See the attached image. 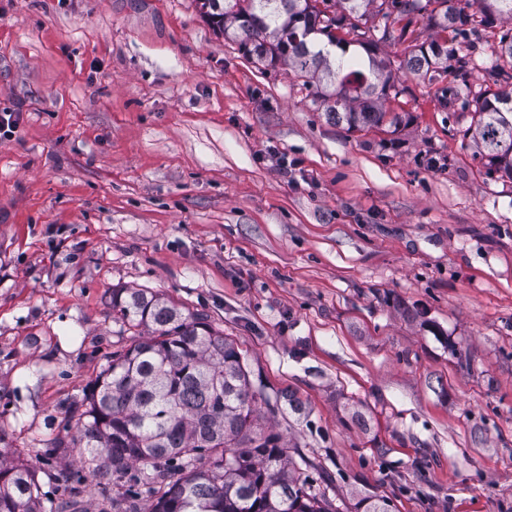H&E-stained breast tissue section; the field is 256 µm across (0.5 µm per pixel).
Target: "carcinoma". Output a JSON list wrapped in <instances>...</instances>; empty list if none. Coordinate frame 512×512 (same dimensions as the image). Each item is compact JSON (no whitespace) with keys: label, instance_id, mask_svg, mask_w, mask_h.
Returning a JSON list of instances; mask_svg holds the SVG:
<instances>
[{"label":"carcinoma","instance_id":"1","mask_svg":"<svg viewBox=\"0 0 512 512\" xmlns=\"http://www.w3.org/2000/svg\"><path fill=\"white\" fill-rule=\"evenodd\" d=\"M209 0L205 16L258 63L283 65L315 88L326 115L352 131L398 128L387 106L397 90L379 43L404 40L418 18L428 37L406 48L401 68L467 84L469 35L509 25L491 46L502 87L474 103L473 134L486 174L512 179V0ZM395 25L373 39L360 22ZM345 31L339 37L336 31ZM363 49L366 58L347 55ZM112 314L133 331L92 382L71 442L99 483L124 478L127 496L151 497L149 512H334L296 467L280 435L264 430L238 346L207 318L145 289H112ZM151 473L142 477L140 467ZM0 512H45L36 472L0 451Z\"/></svg>","mask_w":512,"mask_h":512}]
</instances>
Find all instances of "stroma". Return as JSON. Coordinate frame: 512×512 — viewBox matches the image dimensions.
<instances>
[{"mask_svg":"<svg viewBox=\"0 0 512 512\" xmlns=\"http://www.w3.org/2000/svg\"><path fill=\"white\" fill-rule=\"evenodd\" d=\"M498 38L446 99L383 44L408 121L357 132L198 0H0V448L45 505L130 342L121 286L206 315L254 389L304 403L267 425L335 505L512 512V180L469 133Z\"/></svg>","mask_w":512,"mask_h":512,"instance_id":"35a3bbf8","label":"stroma"}]
</instances>
